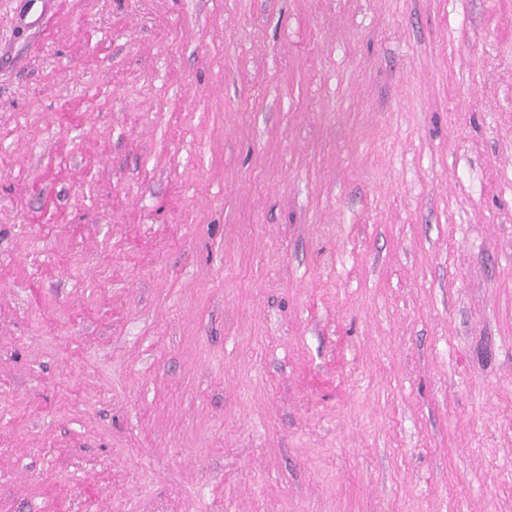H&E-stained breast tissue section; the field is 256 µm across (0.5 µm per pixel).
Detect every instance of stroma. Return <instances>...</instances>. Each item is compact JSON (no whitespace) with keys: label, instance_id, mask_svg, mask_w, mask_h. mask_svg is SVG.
Returning a JSON list of instances; mask_svg holds the SVG:
<instances>
[{"label":"stroma","instance_id":"obj_1","mask_svg":"<svg viewBox=\"0 0 512 512\" xmlns=\"http://www.w3.org/2000/svg\"><path fill=\"white\" fill-rule=\"evenodd\" d=\"M0 512H512V0H0Z\"/></svg>","mask_w":512,"mask_h":512}]
</instances>
